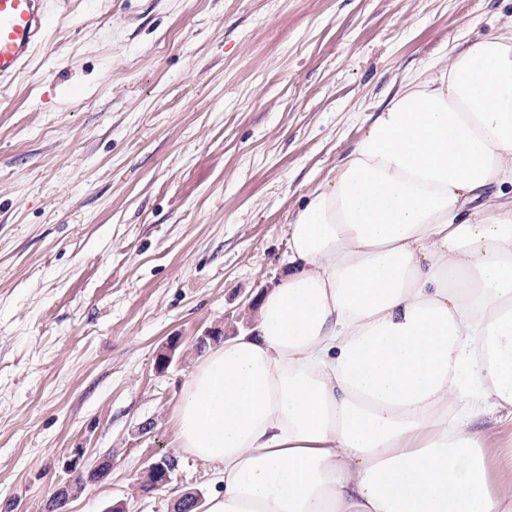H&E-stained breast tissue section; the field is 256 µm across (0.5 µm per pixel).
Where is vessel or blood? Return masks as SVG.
<instances>
[{"instance_id": "b4317fda", "label": "vessel or blood", "mask_w": 512, "mask_h": 512, "mask_svg": "<svg viewBox=\"0 0 512 512\" xmlns=\"http://www.w3.org/2000/svg\"><path fill=\"white\" fill-rule=\"evenodd\" d=\"M50 24L45 0H0V85L25 68Z\"/></svg>"}]
</instances>
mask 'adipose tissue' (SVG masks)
<instances>
[{"label":"adipose tissue","instance_id":"adipose-tissue-1","mask_svg":"<svg viewBox=\"0 0 512 512\" xmlns=\"http://www.w3.org/2000/svg\"><path fill=\"white\" fill-rule=\"evenodd\" d=\"M288 235L176 405L207 512H512L478 425L512 423V28L405 80Z\"/></svg>","mask_w":512,"mask_h":512}]
</instances>
